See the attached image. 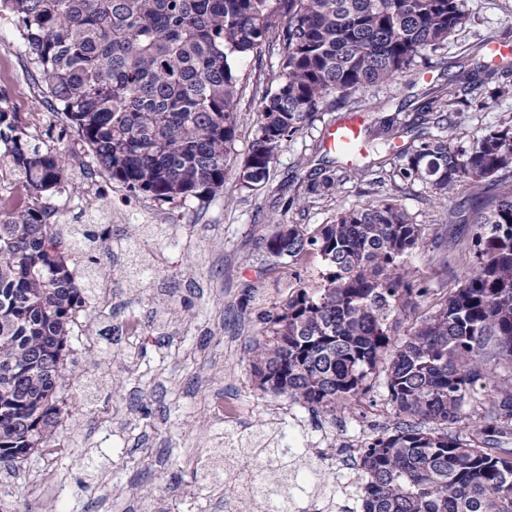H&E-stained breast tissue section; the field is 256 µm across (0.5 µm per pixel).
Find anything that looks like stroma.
<instances>
[{
	"instance_id": "stroma-1",
	"label": "stroma",
	"mask_w": 512,
	"mask_h": 512,
	"mask_svg": "<svg viewBox=\"0 0 512 512\" xmlns=\"http://www.w3.org/2000/svg\"><path fill=\"white\" fill-rule=\"evenodd\" d=\"M467 21L447 47L418 62L394 83L354 93L346 107L322 119L280 152L270 181L240 187L237 172L255 137L259 102L278 73V56L262 52L241 64L240 125L227 159L224 190L208 201L162 203L131 196L98 166L34 67L15 19L0 16V100L23 113L29 135L67 160L64 189L45 193L54 224H112L103 258L104 288L94 312L79 313L64 362L56 450L16 464L0 462V512H225L222 484L202 483L197 464L219 458L224 425L213 403L237 398V429L284 437L306 448L331 477L355 468L352 451L393 419L380 387L333 416H319L259 388L249 350L265 329L263 311L284 304L300 287L315 286L323 269L310 257L273 266L263 240L275 222L324 224L365 201L367 184L354 179L315 206L297 195L312 168L341 172L376 168L409 134H379L383 117L411 123L433 88L481 61L492 73L481 96L447 113L457 142L512 119V98L492 94L499 61L484 40L512 43V0H464ZM359 114L363 149L346 157L327 148V131ZM392 195L437 231L445 204L422 184H398Z\"/></svg>"
}]
</instances>
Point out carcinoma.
<instances>
[{
	"label": "carcinoma",
	"instance_id": "carcinoma-1",
	"mask_svg": "<svg viewBox=\"0 0 512 512\" xmlns=\"http://www.w3.org/2000/svg\"><path fill=\"white\" fill-rule=\"evenodd\" d=\"M52 97L108 176L131 194L172 203L224 188L239 127L237 63L267 48L278 76L257 111L241 187L270 180L279 152L364 88L394 81L441 50L465 24L462 0H0ZM484 85L461 71L421 107L429 124ZM0 145L28 196L0 210V460L49 447L77 314L94 309L108 224H51L44 193L66 179L65 158L43 149L21 113L0 106ZM319 169L309 206L341 182ZM420 182L448 206L432 261L448 273L476 263L448 291L414 275L407 258L426 239L385 178ZM370 198L328 224H276L268 255L324 270L267 314L252 349L259 387L317 414L346 409L384 373L393 427L360 457L361 512H512V122L468 145L421 132L371 182ZM415 330L395 340L402 318ZM478 423L465 411L469 397ZM306 488L288 479L252 512H296Z\"/></svg>",
	"mask_w": 512,
	"mask_h": 512
}]
</instances>
